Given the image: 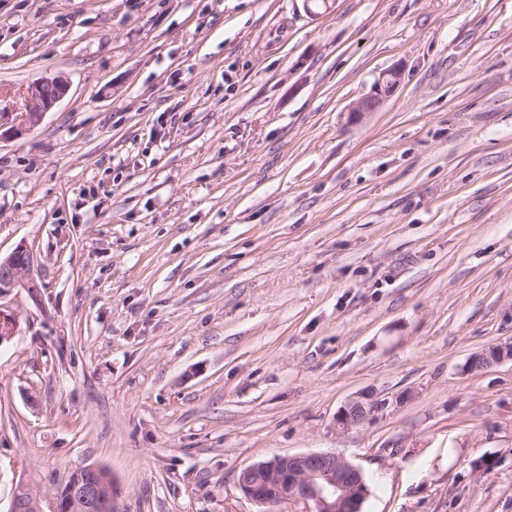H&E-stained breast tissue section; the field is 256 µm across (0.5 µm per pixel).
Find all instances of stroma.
Masks as SVG:
<instances>
[{"label":"stroma","instance_id":"stroma-1","mask_svg":"<svg viewBox=\"0 0 512 512\" xmlns=\"http://www.w3.org/2000/svg\"><path fill=\"white\" fill-rule=\"evenodd\" d=\"M400 85L350 122L392 67ZM0 512L112 473L124 512H259L244 467L332 452L360 512H512V0H0ZM374 389L411 392L333 427ZM68 90V83L61 78L29 86L25 92L26 110L22 114L21 123L11 126L4 133L10 131L14 135H19L38 126L44 114L65 97ZM40 288L34 253L28 244L18 243L10 253L0 256V300L24 293L36 303L40 299ZM506 359L512 361V343L489 346L472 354L465 368L469 372L481 371ZM411 397L412 394L408 391L391 397L372 390L364 391L338 409L334 426L336 430L345 431L373 424L404 405Z\"/></svg>","mask_w":512,"mask_h":512}]
</instances>
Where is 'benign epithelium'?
Listing matches in <instances>:
<instances>
[{
	"mask_svg": "<svg viewBox=\"0 0 512 512\" xmlns=\"http://www.w3.org/2000/svg\"><path fill=\"white\" fill-rule=\"evenodd\" d=\"M399 82V69L384 72L367 95L348 106L350 119L358 121L377 111L396 92ZM68 90V83L61 78L28 87L22 121L9 131L19 135L38 126L44 114L65 97ZM40 288L34 253L28 244L20 242L10 253L0 256V299L24 293L36 303L40 299ZM17 332V314L0 304V345L10 342ZM506 359L512 361V343L489 346L472 354L465 368L469 372L481 371ZM411 397L409 391L391 397L372 390L364 391L338 409L334 426L345 431L373 424ZM79 471L83 472L82 478L63 479L68 484L64 500L55 493L45 497L27 485L19 484L12 493L10 512H44V502L48 504L49 512H121L109 470L89 464L80 467ZM237 486L246 498L265 506L264 512H276V507L288 500L308 505V512H359L368 492L364 472L330 452L275 456L252 463L240 471Z\"/></svg>",
	"mask_w": 512,
	"mask_h": 512,
	"instance_id": "7a95c632",
	"label": "benign epithelium"
}]
</instances>
